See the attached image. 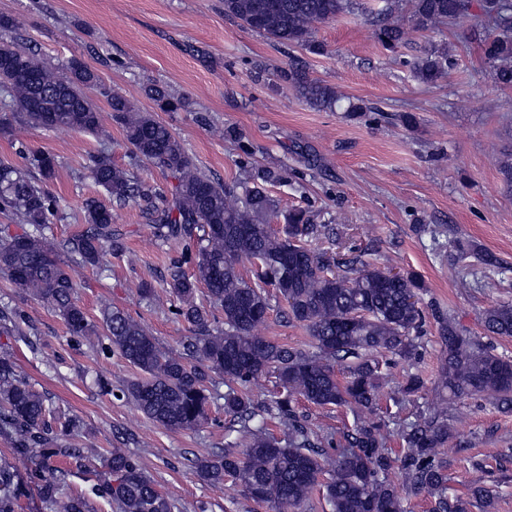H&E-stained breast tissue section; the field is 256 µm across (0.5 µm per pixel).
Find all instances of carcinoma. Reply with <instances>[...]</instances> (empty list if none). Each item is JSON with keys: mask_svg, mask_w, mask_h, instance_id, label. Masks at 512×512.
<instances>
[{"mask_svg": "<svg viewBox=\"0 0 512 512\" xmlns=\"http://www.w3.org/2000/svg\"><path fill=\"white\" fill-rule=\"evenodd\" d=\"M382 2L369 11L368 21L390 52L405 43L408 31L424 32L465 17L472 7L471 0H410L404 24L393 19V2ZM354 6L353 0H224V14L276 44L320 55L327 46L315 40V25ZM481 9L489 25L482 39L484 57L495 81L511 88L512 4L482 0ZM17 29L14 18L0 15V31L11 33L0 39V91L9 98L8 111L0 113V135L28 161L23 169L0 160V214L27 226L20 234L0 236V274L16 292L51 307L70 335L102 336L106 349L139 371L127 381L123 396L166 428L193 430L205 423L217 397L209 387L211 374L224 377V414L236 422L228 427L236 437L228 447L191 460L193 474L204 483L222 485L230 478L268 512H301L316 490L332 512H402V497L390 478L395 468L406 493L436 497L435 512H462L447 496L441 460V448L454 432L449 410L406 423L397 457L388 446L386 425L373 417L381 378L373 354L384 350L412 359L424 335V316L415 299L419 281L357 256L338 260L309 247V239L324 234L325 226L313 223L305 208L279 212L262 187L286 181L283 173L257 169L252 183L234 185L205 174L168 126L113 91L83 62L72 59L60 70L47 64L23 38L12 35ZM403 64L429 86L443 79L456 59L433 47ZM283 77L310 106L336 105L334 88L295 60H289ZM144 93L164 112L189 108L185 97L157 81L147 83ZM99 97L122 128L130 160L125 167L116 165L103 149L88 155L85 175L109 204L86 200L83 229L58 242L51 225L60 220L62 205L48 183L59 161L49 152L29 151L20 131L67 128L97 134L102 128ZM145 163L173 180L169 191L135 174ZM128 205L140 208L157 238L183 245L165 281L170 305L191 326L178 352L163 349L143 324L119 309L103 313L99 331L77 302L81 271L124 251L125 233L113 226L112 211ZM277 214L284 223L280 232L268 228L269 218ZM244 262L255 267L256 283L242 277L239 265ZM188 264L194 267L191 276L182 271ZM332 265L342 272H331ZM271 289L285 300L287 320L307 328L311 350L255 333L267 320ZM24 323L20 307H0V332L20 335ZM483 323L485 335L475 336L450 319L439 321L441 390L449 405L479 396L511 411L512 361L496 354L487 338L512 336V304L487 309ZM347 361L352 365L342 382L336 365ZM270 372L280 391L258 401L248 387ZM298 397L354 412L352 432L336 456L321 451L322 436L295 410ZM52 414L49 399L32 389L10 357L1 356L0 435L9 440L11 454H0V512H20L21 498L32 487L45 512H94L90 500L70 486V477L91 457L103 467L94 472L100 494L120 512H180L176 500L156 487L127 449L76 448L72 440L81 434L79 420L70 418L55 429ZM275 419L286 428L282 438L270 432L269 422ZM16 456L28 462L26 472L15 465Z\"/></svg>", "mask_w": 512, "mask_h": 512, "instance_id": "1", "label": "carcinoma"}]
</instances>
